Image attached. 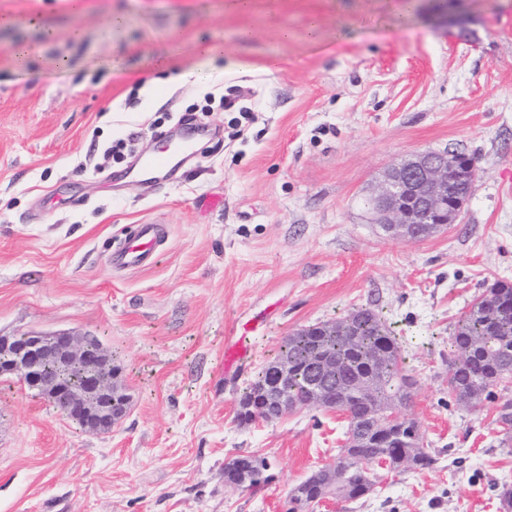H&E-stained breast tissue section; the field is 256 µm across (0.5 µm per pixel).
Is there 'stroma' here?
Masks as SVG:
<instances>
[{"label":"stroma","mask_w":512,"mask_h":512,"mask_svg":"<svg viewBox=\"0 0 512 512\" xmlns=\"http://www.w3.org/2000/svg\"><path fill=\"white\" fill-rule=\"evenodd\" d=\"M1 16L0 337H99L129 408L93 431L0 380V512H286L346 422L243 426L240 393L290 333L360 306L401 340L435 463L312 512H501L512 383L462 410L448 363L472 300L512 283V0H0ZM230 87L232 107L206 109ZM191 106L197 152L160 183L105 158L119 138L159 152ZM447 148L477 168L458 223L387 235L368 204L386 170ZM146 221L169 230L157 262L114 269V240ZM241 334L252 357L225 374ZM240 454L273 481L225 483Z\"/></svg>","instance_id":"35a3bbf8"}]
</instances>
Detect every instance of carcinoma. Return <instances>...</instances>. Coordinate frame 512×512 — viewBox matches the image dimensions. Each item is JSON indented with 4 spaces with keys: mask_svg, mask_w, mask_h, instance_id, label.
<instances>
[{
    "mask_svg": "<svg viewBox=\"0 0 512 512\" xmlns=\"http://www.w3.org/2000/svg\"><path fill=\"white\" fill-rule=\"evenodd\" d=\"M453 359L448 364V394L456 404L476 410L495 396V389L512 378V284L497 281L479 296L457 321L453 336ZM24 336L0 339V369L7 370L20 360ZM288 360V379L282 380L278 367ZM324 360L336 363V378L319 376ZM40 376L49 381L63 380L73 387H84L99 367L86 371L65 370L63 362L46 355L37 362ZM417 381L410 374L399 338L381 311L358 307L336 319V331L328 323L309 325L289 334L279 352L251 377L238 401L236 418L241 424L255 421L268 410L273 394L302 401L318 391L328 403L343 405L349 412L347 433L356 444L347 456L311 471L288 496V512L337 495L348 501L360 500L377 484L375 460L388 459L396 473L422 470L433 465V456L420 425L403 417L392 424L387 416L392 408L403 406L413 396ZM112 411L128 408L121 370L112 366ZM502 444L512 443V403H505L496 419ZM251 467L240 455L224 467L227 481L244 489L269 481L270 463L255 457Z\"/></svg>",
    "mask_w": 512,
    "mask_h": 512,
    "instance_id": "obj_1",
    "label": "carcinoma"
}]
</instances>
